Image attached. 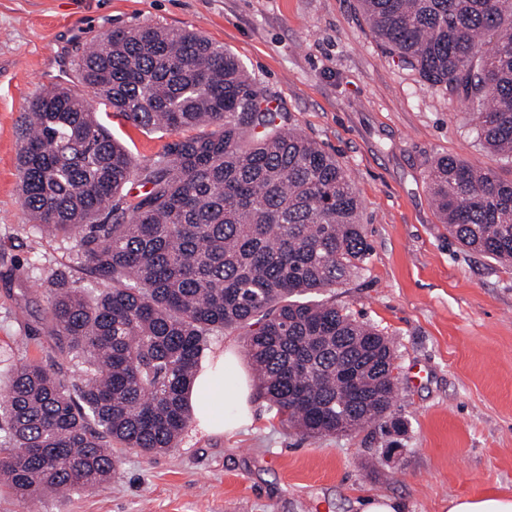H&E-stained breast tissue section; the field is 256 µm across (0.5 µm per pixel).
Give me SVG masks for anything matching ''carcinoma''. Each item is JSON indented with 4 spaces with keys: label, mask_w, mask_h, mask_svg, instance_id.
<instances>
[{
    "label": "carcinoma",
    "mask_w": 512,
    "mask_h": 512,
    "mask_svg": "<svg viewBox=\"0 0 512 512\" xmlns=\"http://www.w3.org/2000/svg\"><path fill=\"white\" fill-rule=\"evenodd\" d=\"M373 32L428 87L457 99L475 140L512 167V0H359ZM15 128L35 236L75 240L50 268L47 335L80 367L10 365L0 389V485L40 499L108 483L115 448L176 447L212 336L242 337L259 394L309 437L390 417L389 339L321 295L370 252L336 156L269 107L240 60L200 33L146 22L105 33ZM141 129L210 131L138 164L99 106ZM139 182L145 191L130 194ZM449 234L512 264V179L454 156L429 168Z\"/></svg>",
    "instance_id": "carcinoma-1"
}]
</instances>
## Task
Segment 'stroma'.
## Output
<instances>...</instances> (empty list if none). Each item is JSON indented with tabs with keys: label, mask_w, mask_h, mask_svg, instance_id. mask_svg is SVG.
Returning <instances> with one entry per match:
<instances>
[{
	"label": "stroma",
	"mask_w": 512,
	"mask_h": 512,
	"mask_svg": "<svg viewBox=\"0 0 512 512\" xmlns=\"http://www.w3.org/2000/svg\"><path fill=\"white\" fill-rule=\"evenodd\" d=\"M142 22L200 32L231 50L298 132L335 154L361 202L370 253L337 305L392 342L396 435L376 425L303 435L263 398L252 425L177 448L118 451L117 476L41 501L0 486V512H362L372 496L402 512H448L452 497H512V267L461 247L426 174L448 154L512 178L470 134L446 91L389 54L357 0H0V244L5 262L68 264L70 240H33L18 191L15 127L42 85L106 31ZM100 121L138 163L178 139L112 111ZM48 295L37 278L0 285V354L47 360ZM26 336L40 347H23Z\"/></svg>",
	"instance_id": "35a3bbf8"
}]
</instances>
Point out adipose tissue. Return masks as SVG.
Returning <instances> with one entry per match:
<instances>
[{"mask_svg":"<svg viewBox=\"0 0 512 512\" xmlns=\"http://www.w3.org/2000/svg\"><path fill=\"white\" fill-rule=\"evenodd\" d=\"M252 385L233 347L203 361L189 393L197 425L207 434H232L252 421Z\"/></svg>","mask_w":512,"mask_h":512,"instance_id":"obj_1","label":"adipose tissue"}]
</instances>
